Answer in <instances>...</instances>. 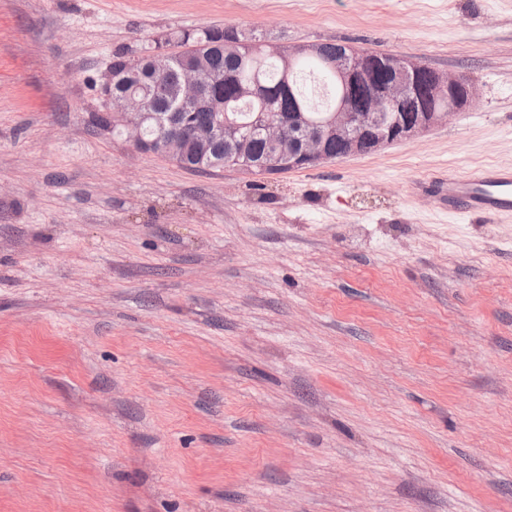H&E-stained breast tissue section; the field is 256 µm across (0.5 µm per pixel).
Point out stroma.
<instances>
[{"mask_svg":"<svg viewBox=\"0 0 512 512\" xmlns=\"http://www.w3.org/2000/svg\"><path fill=\"white\" fill-rule=\"evenodd\" d=\"M233 28L477 89L314 168L191 171L99 130L115 52ZM512 0H0V512H512ZM444 210L464 208L486 216L512 214V167L483 168L467 174L448 172L419 184Z\"/></svg>","mask_w":512,"mask_h":512,"instance_id":"obj_1","label":"stroma"}]
</instances>
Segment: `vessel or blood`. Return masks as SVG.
Here are the masks:
<instances>
[{
    "instance_id": "vessel-or-blood-1",
    "label": "vessel or blood",
    "mask_w": 512,
    "mask_h": 512,
    "mask_svg": "<svg viewBox=\"0 0 512 512\" xmlns=\"http://www.w3.org/2000/svg\"><path fill=\"white\" fill-rule=\"evenodd\" d=\"M440 208H460L486 216L512 214V167L483 168L467 174L456 172L434 177L421 185Z\"/></svg>"
}]
</instances>
